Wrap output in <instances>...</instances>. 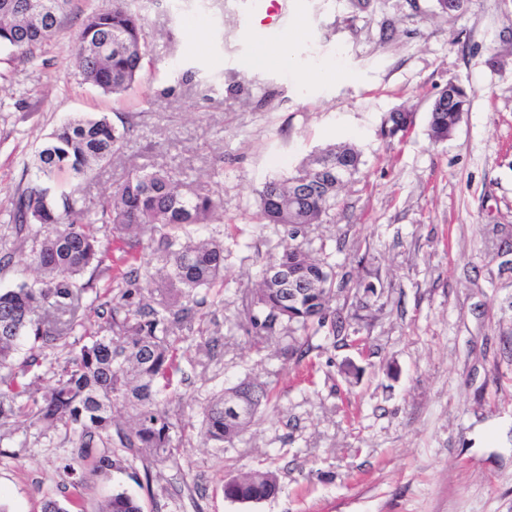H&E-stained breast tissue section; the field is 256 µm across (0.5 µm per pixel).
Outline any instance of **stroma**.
<instances>
[{"label":"stroma","mask_w":512,"mask_h":512,"mask_svg":"<svg viewBox=\"0 0 512 512\" xmlns=\"http://www.w3.org/2000/svg\"><path fill=\"white\" fill-rule=\"evenodd\" d=\"M101 6L72 0L35 62L0 52V251L13 254L0 287L36 275L12 201L31 156L79 116L135 131L86 182L57 172L55 192L79 190L93 214L128 172L174 167L220 201L207 233L233 225L239 238L227 282L198 310L205 343L191 352V381L167 406L175 460L138 484L129 473L140 462L98 472L21 428L0 442V503L41 512L65 500L69 464L87 475L83 512L118 486L143 512H512V270L499 256L512 241V0H466L452 14L433 0H288L283 29L264 40L295 33L284 64L257 57L258 0H135L148 54L140 85L120 98L80 83L70 64L84 17ZM451 82L471 106L435 144L430 105ZM399 108L415 124L386 139L382 122ZM334 143L355 145L363 164L308 243L349 273L336 304L369 346L325 349L317 336L287 362L292 332L258 353L246 320L262 260L282 248L279 228L254 219L256 191ZM247 376L274 400L234 447H210L198 434L207 401ZM261 467L278 474L275 498L225 501L226 477Z\"/></svg>","instance_id":"35a3bbf8"}]
</instances>
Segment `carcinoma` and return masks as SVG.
Instances as JSON below:
<instances>
[{
  "label": "carcinoma",
  "instance_id": "obj_1",
  "mask_svg": "<svg viewBox=\"0 0 512 512\" xmlns=\"http://www.w3.org/2000/svg\"><path fill=\"white\" fill-rule=\"evenodd\" d=\"M70 0H0V48L32 60L59 32ZM145 18L133 0L85 16L71 67L81 82L119 96L139 81L147 55ZM470 96L448 84L434 99L427 134L448 139ZM130 127L118 128L105 115L62 123L32 157V182L13 200L16 235L30 242V264L38 277L0 288V427L27 426L38 436L61 439L77 456H91L95 469L114 467L127 453L140 461L145 478L160 459L175 458L176 428L165 407L174 379L190 381L182 359L186 343L203 338L195 329L201 291L224 285L228 249L215 236L191 240L192 230L210 222L220 206L211 194L195 189L176 168L135 170L112 190L95 217L75 193L57 194L48 182L68 169L86 177L108 164L126 146ZM360 151L350 144L330 145L307 158L294 173L273 178L256 190L257 218L280 228L283 248L265 261L248 309L249 330L272 337L288 328L301 339L283 349L297 362L320 336L333 348L360 341L357 330L338 309L336 294L350 283L305 248L307 229L336 209L341 187L330 171L356 175ZM112 225L113 242L102 244L96 224ZM119 255H114V252ZM116 269L110 298L98 305L97 327L81 331L74 305L93 287L90 272ZM30 340L36 351L18 358ZM48 365L54 383L33 388L38 369ZM247 399L250 414L234 421L225 409L230 393ZM271 400L268 388L250 378L219 391L204 407L200 435L214 448L234 445ZM73 496L66 504L49 499L43 512H81L85 475L66 467ZM279 478L270 469L254 470L224 482V498L264 501L277 496ZM100 512H143L140 502L115 490Z\"/></svg>",
  "mask_w": 512,
  "mask_h": 512
}]
</instances>
